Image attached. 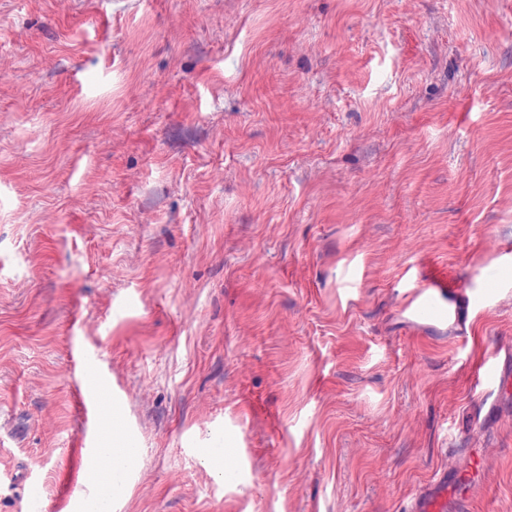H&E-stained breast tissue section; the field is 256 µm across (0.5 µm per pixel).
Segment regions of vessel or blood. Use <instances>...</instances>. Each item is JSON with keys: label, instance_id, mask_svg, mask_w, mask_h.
<instances>
[{"label": "vessel or blood", "instance_id": "1", "mask_svg": "<svg viewBox=\"0 0 512 512\" xmlns=\"http://www.w3.org/2000/svg\"><path fill=\"white\" fill-rule=\"evenodd\" d=\"M511 284L508 279L497 278L487 287L426 268L419 273L413 288L402 294L401 312L410 324L422 323L430 331L463 336L471 328V313ZM474 377L476 387L485 395L505 399L512 392V346H500L483 358L474 369ZM76 392L78 407L86 419L98 420L111 415L109 396H95L82 383L77 384ZM477 475V470L472 467L449 462L411 497L407 512H467L471 487ZM65 495L75 512H84L95 497L88 485L77 481L67 483Z\"/></svg>", "mask_w": 512, "mask_h": 512}]
</instances>
